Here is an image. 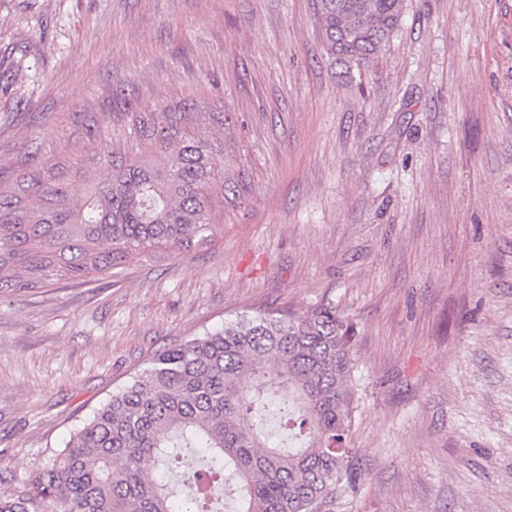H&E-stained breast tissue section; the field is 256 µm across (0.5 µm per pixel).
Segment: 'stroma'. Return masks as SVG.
Listing matches in <instances>:
<instances>
[{"label":"stroma","instance_id":"obj_1","mask_svg":"<svg viewBox=\"0 0 512 512\" xmlns=\"http://www.w3.org/2000/svg\"><path fill=\"white\" fill-rule=\"evenodd\" d=\"M223 99L224 232L109 276L0 293V497L158 351L234 313L333 302L355 324L350 445L325 512H512V0H405L344 73L317 0H0V170L111 178L77 113Z\"/></svg>","mask_w":512,"mask_h":512}]
</instances>
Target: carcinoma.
<instances>
[{"label":"carcinoma","instance_id":"obj_1","mask_svg":"<svg viewBox=\"0 0 512 512\" xmlns=\"http://www.w3.org/2000/svg\"><path fill=\"white\" fill-rule=\"evenodd\" d=\"M324 42L349 70L390 46L404 0H318ZM142 144L127 157L99 140L107 182L74 202L62 167L35 165L27 189L0 177V290L110 273L215 239L224 141L202 113L128 112ZM354 324L333 303L240 313L157 354L94 409L52 466L0 512H223L218 482L232 470L237 512H321L361 475L347 441L356 411ZM154 459L159 471L145 467Z\"/></svg>","mask_w":512,"mask_h":512}]
</instances>
